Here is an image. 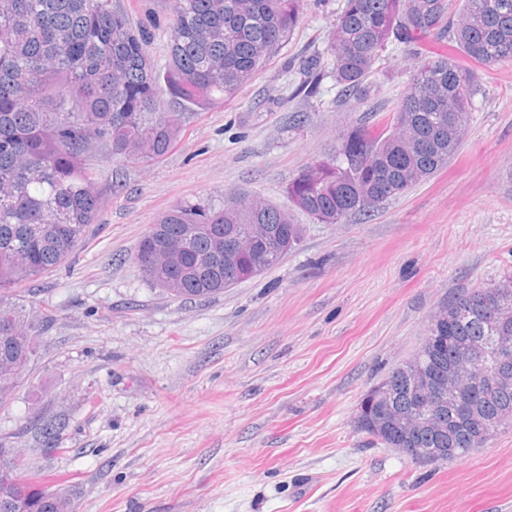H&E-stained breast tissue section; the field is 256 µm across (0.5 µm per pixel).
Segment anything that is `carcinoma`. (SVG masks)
Segmentation results:
<instances>
[{
	"label": "carcinoma",
	"instance_id": "cac0c4a2",
	"mask_svg": "<svg viewBox=\"0 0 512 512\" xmlns=\"http://www.w3.org/2000/svg\"><path fill=\"white\" fill-rule=\"evenodd\" d=\"M344 0L324 52L301 57L294 94L316 95L325 76L344 97L365 82L390 43L447 39L466 58L490 66L512 62V0ZM299 0H174L164 71L154 66L150 36L112 0H0V403L20 384L12 366L29 369L43 320L28 308L19 285L64 262L95 223L100 192L94 153L118 162L150 163L180 136L181 113L164 112L161 95L204 111L234 100L299 23ZM474 72L454 56L421 59L390 125L357 123L339 136L334 153L306 165L288 184V207L232 192L220 207L178 206L140 240L135 261L175 298L208 297L244 280L243 254L215 253V236L253 240L248 228L288 225V248L301 239L292 211L320 224H340L356 212L404 194L448 165L471 119ZM183 256L177 285L151 265ZM482 288H460L448 301V324H429L415 352L372 387L360 404L358 427L388 448H421L430 463L463 458L481 447L486 419L512 421V387L489 384V355L458 371L455 381L485 388L479 421L450 424L448 405L415 401L412 380L457 365L462 350L497 336L512 339V318L481 317ZM442 336L452 340L444 342ZM387 398L403 428L378 415ZM29 512H73L71 494L33 483Z\"/></svg>",
	"mask_w": 512,
	"mask_h": 512
}]
</instances>
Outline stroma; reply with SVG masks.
Instances as JSON below:
<instances>
[{
  "mask_svg": "<svg viewBox=\"0 0 512 512\" xmlns=\"http://www.w3.org/2000/svg\"><path fill=\"white\" fill-rule=\"evenodd\" d=\"M113 2L164 67L173 0ZM342 3L300 0L299 27L264 70L234 101L183 112L161 161L96 153L97 222L31 281L50 321L0 404V446L27 451L74 512H512V427L462 468L412 462L355 423L448 296L512 275V62L472 64L473 118L445 168L340 224L295 212L300 242L260 275L182 300L133 259L174 207L234 190L287 205L289 181L344 129L386 124L418 54L449 50L432 37L388 46L361 100L329 77L294 96L297 55L324 50ZM50 424L58 450L45 455Z\"/></svg>",
  "mask_w": 512,
  "mask_h": 512,
  "instance_id": "1",
  "label": "stroma"
}]
</instances>
